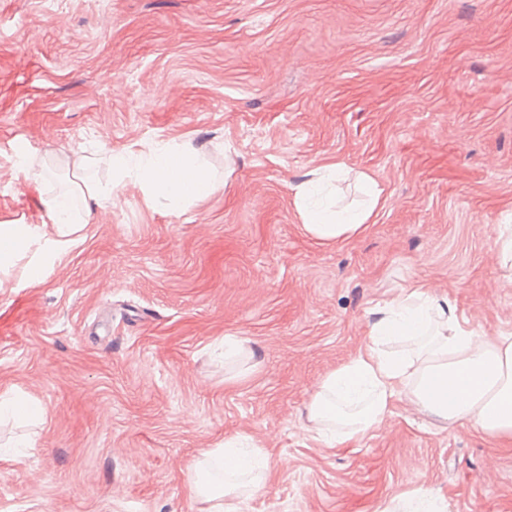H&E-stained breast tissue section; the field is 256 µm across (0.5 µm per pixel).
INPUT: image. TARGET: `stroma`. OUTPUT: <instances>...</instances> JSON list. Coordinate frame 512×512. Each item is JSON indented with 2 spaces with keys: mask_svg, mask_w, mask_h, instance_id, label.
Instances as JSON below:
<instances>
[{
  "mask_svg": "<svg viewBox=\"0 0 512 512\" xmlns=\"http://www.w3.org/2000/svg\"><path fill=\"white\" fill-rule=\"evenodd\" d=\"M190 144L212 193L181 210L133 186L91 206L78 244L30 285L0 280V394L43 411L0 423V512H205L200 453L250 435L265 486L240 512H378L422 487L447 512H512V446L400 403L327 448L305 405L410 284L481 333L512 331V0H0V224H40L13 166L66 159L107 180L110 152ZM344 165L383 201L365 232L319 243L294 186ZM249 339L230 374L215 348Z\"/></svg>",
  "mask_w": 512,
  "mask_h": 512,
  "instance_id": "1",
  "label": "stroma"
}]
</instances>
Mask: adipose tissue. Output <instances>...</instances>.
Returning a JSON list of instances; mask_svg holds the SVG:
<instances>
[{"label": "adipose tissue", "mask_w": 512, "mask_h": 512, "mask_svg": "<svg viewBox=\"0 0 512 512\" xmlns=\"http://www.w3.org/2000/svg\"><path fill=\"white\" fill-rule=\"evenodd\" d=\"M112 183L80 181L66 194H40L42 224L0 225V269L21 265L26 280L42 283L55 257L80 240L87 224L74 198L110 201L115 186H138L145 200L177 211L208 196L210 172L188 144L170 140L149 149L109 157ZM339 165L311 172L294 188L305 230L324 244L362 234L381 203L382 191L366 174L359 183L366 196L357 208L333 209L318 198L340 175ZM368 341L348 362L314 386L307 404L312 431L327 447L362 440L405 402L439 421L468 423L493 439L512 441V332L479 333L449 297L416 284L378 301L371 310ZM222 464L224 480L212 474ZM263 451L240 434L202 453L188 483L189 496L210 505L209 512H237L236 499L264 487Z\"/></svg>", "instance_id": "1"}]
</instances>
